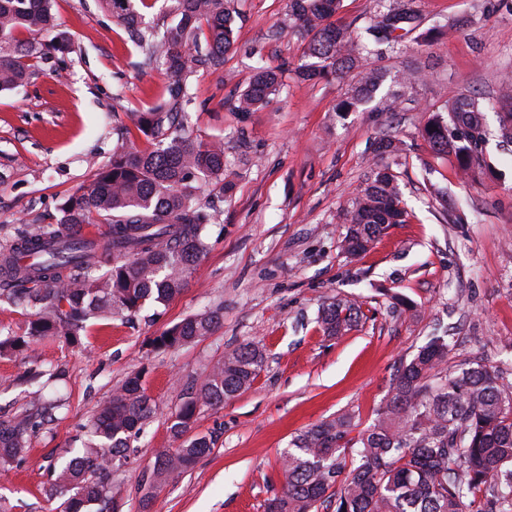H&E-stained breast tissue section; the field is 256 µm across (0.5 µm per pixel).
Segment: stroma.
<instances>
[{
    "mask_svg": "<svg viewBox=\"0 0 512 512\" xmlns=\"http://www.w3.org/2000/svg\"><path fill=\"white\" fill-rule=\"evenodd\" d=\"M403 6L411 30L364 60L389 80L340 112L357 75H295L304 44L276 32L289 0H235L236 41L222 72L192 77L187 112L199 138L224 142L221 225L167 304L95 322L79 347L44 340L0 356L1 419L32 413L40 395L64 401L31 432L25 458L0 471L7 512H60L45 494L56 469L82 447L99 405L138 371L159 410L112 478L116 512H264L282 487L280 457L294 436L350 409L360 428L370 426L400 363L429 337H447L454 361L512 365L499 343L512 336V143L501 136L496 101L500 77L512 75V0H343L336 20L361 28ZM53 14L70 52L33 55L29 80L0 92V244L27 225L56 223L62 204L108 162L118 130H134L136 114L169 84L163 68L144 63L106 0H54ZM261 61L288 64L283 89L260 109L235 111ZM393 93L406 98L401 111L383 108ZM454 93L488 106L491 169L474 183L421 136ZM387 138L399 153L382 152ZM382 166L412 217L365 254L347 255L352 201ZM332 298L365 312L339 337L317 324ZM215 309L221 320L208 336L156 346L175 323ZM248 341L267 353L256 380L197 415L192 433L214 437L211 450L180 476L157 480V452L175 445L172 413L226 350ZM36 370L41 378L27 382Z\"/></svg>",
    "mask_w": 512,
    "mask_h": 512,
    "instance_id": "stroma-1",
    "label": "stroma"
}]
</instances>
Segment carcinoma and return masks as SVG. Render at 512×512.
I'll return each mask as SVG.
<instances>
[{
	"label": "carcinoma",
	"mask_w": 512,
	"mask_h": 512,
	"mask_svg": "<svg viewBox=\"0 0 512 512\" xmlns=\"http://www.w3.org/2000/svg\"><path fill=\"white\" fill-rule=\"evenodd\" d=\"M109 0L134 34L146 60L172 77L168 98L136 115L149 147L139 149L118 132L112 158L97 167L91 183L71 195L56 224H34L0 247V302L32 309L21 335L0 336V355L46 338L82 343L88 322L131 316L146 302L165 303L183 290L191 267L206 251V225L216 215L203 201L201 184L224 193V143H207L184 122L192 103L188 80L202 67L224 68L234 44L235 0H169L174 21L162 32L141 30L134 2ZM53 0H0V92L30 78L27 59L35 46L17 38L53 28ZM341 0H290L289 32L307 41L296 67L311 80L329 72L345 75L361 67L367 42H389L401 14L386 15L363 31L331 21ZM283 67L260 65L237 98L239 112L258 109L280 92ZM383 74L363 70L339 104L347 112L379 87ZM486 106L453 94L423 127L437 155H452L465 179L489 167L485 154ZM407 211L389 169L373 173L352 202L343 250L359 255ZM110 225L105 243L80 236L84 224ZM34 254L32 265L17 256ZM361 307L335 299L321 306L318 323L327 336L351 330ZM221 319L210 311L182 319L154 339L178 348L209 335ZM448 341L435 336L394 374L372 425L353 437L355 414L344 412L314 425L291 442L282 457L284 484L267 499L264 512H512V381L508 372L478 360L448 371ZM263 347L243 343L224 353L203 384L171 416L170 432L183 443L158 452L153 473L175 478L211 449L213 438H186L199 411L217 407L247 390L265 364ZM157 411L143 374L128 377L89 423L94 437L47 489L62 499L61 512H112V473L127 460L128 438ZM35 417L0 420V469L8 470L28 449Z\"/></svg>",
	"instance_id": "carcinoma-1"
}]
</instances>
